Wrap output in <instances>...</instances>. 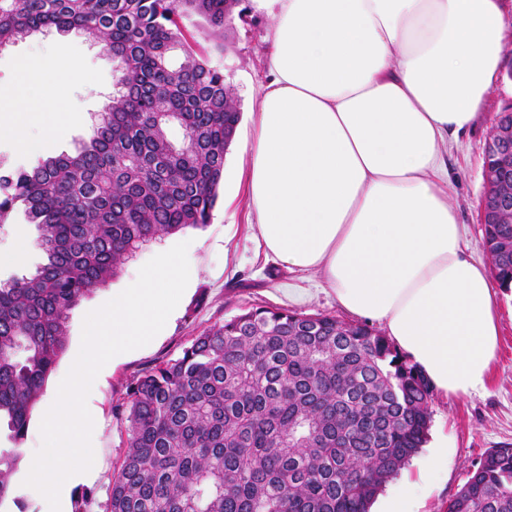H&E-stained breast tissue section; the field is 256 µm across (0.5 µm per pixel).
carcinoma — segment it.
I'll return each mask as SVG.
<instances>
[{"label": "carcinoma", "instance_id": "1", "mask_svg": "<svg viewBox=\"0 0 512 512\" xmlns=\"http://www.w3.org/2000/svg\"><path fill=\"white\" fill-rule=\"evenodd\" d=\"M235 2L0 0V47L55 29L115 63L112 96L76 154L0 173V221L22 208L44 254L34 274L0 283V422L17 446L65 350L68 312L132 242L210 222L241 112L179 19L222 29ZM484 244L511 287L512 224L484 225ZM432 396L365 324L252 308L127 387L107 512H369L426 443ZM17 458L0 453V507ZM447 512H512L511 445L483 455Z\"/></svg>", "mask_w": 512, "mask_h": 512}]
</instances>
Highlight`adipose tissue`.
<instances>
[{"label": "adipose tissue", "instance_id": "obj_1", "mask_svg": "<svg viewBox=\"0 0 512 512\" xmlns=\"http://www.w3.org/2000/svg\"><path fill=\"white\" fill-rule=\"evenodd\" d=\"M251 4L272 18L242 148L259 250L382 325L444 396L485 390L495 284L448 203L438 147L478 120L512 0ZM19 76L44 90L84 79L56 53L22 59Z\"/></svg>", "mask_w": 512, "mask_h": 512}]
</instances>
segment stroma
<instances>
[{"label":"stroma","instance_id":"1","mask_svg":"<svg viewBox=\"0 0 512 512\" xmlns=\"http://www.w3.org/2000/svg\"><path fill=\"white\" fill-rule=\"evenodd\" d=\"M266 14L247 10L224 30L209 26L193 27L199 47L213 63L223 67L227 82L240 105L241 120L224 157V181L212 211L211 221L200 229L169 234L145 246L127 261L105 285L93 290L68 317V338L64 354L50 375L43 396L51 398L70 369L80 345L85 315L111 300L113 293L131 285L140 268L166 247L194 238L189 256L195 276L189 282L176 310L166 323L162 336L136 352L118 357L114 367L95 379L87 400L94 419L93 468L94 499L89 512H105L113 465L126 449L125 424L115 413L127 385L137 375L159 362L178 357L192 337L208 332L225 320L251 307L295 308L304 314H324L348 322L352 316L341 309L335 298L318 293L310 302L290 305L279 292L280 283L291 280L282 266L258 256L249 224L255 219L245 192L241 147L253 133L254 103L265 81ZM45 51L63 53L85 71L79 85L61 86L51 110L43 112L32 125V150L20 151L10 131L0 132V170L29 167L36 159L61 153L72 154L87 140L99 112L112 92L113 63L99 45L75 33L56 30L37 32L0 47V95L12 100L18 88L17 64L21 57ZM512 104V78L499 71L484 101L480 119L473 127L449 138L440 148L452 184L449 202L468 242L475 261L490 265L483 243L480 203L486 190L483 146L492 134L499 113ZM38 230L29 224L22 210L9 213L0 222V282L28 276L42 264L44 255L31 249L23 263L7 259L18 240L36 239ZM501 315L498 361L486 390L468 396H434L427 445L416 454L404 473L417 476L427 461L433 443L448 440V466L436 478L424 501L422 512H446L448 501L467 481L482 455L491 448L512 444V288L498 290Z\"/></svg>","mask_w":512,"mask_h":512}]
</instances>
